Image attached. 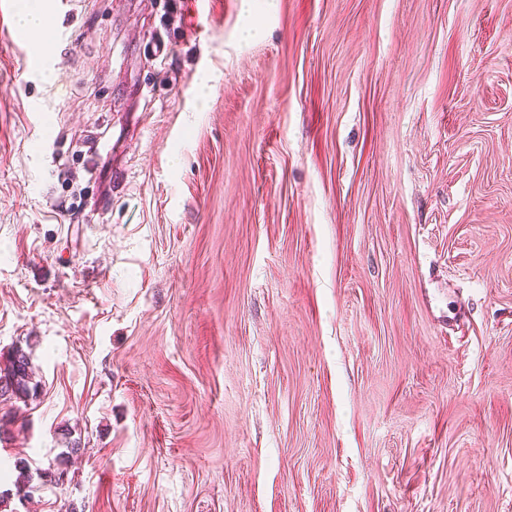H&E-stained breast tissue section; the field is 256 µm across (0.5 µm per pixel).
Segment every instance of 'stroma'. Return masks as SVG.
<instances>
[{"instance_id": "35a3bbf8", "label": "stroma", "mask_w": 512, "mask_h": 512, "mask_svg": "<svg viewBox=\"0 0 512 512\" xmlns=\"http://www.w3.org/2000/svg\"><path fill=\"white\" fill-rule=\"evenodd\" d=\"M57 2L0 20V512H512V0ZM27 2L33 3L27 5L23 11L18 13L20 21L28 30L44 32L50 25L46 7L41 5L42 1L39 0ZM32 376L30 356L22 348H14L6 361H0V401L14 399L24 403L33 398L37 394L38 385L32 382Z\"/></svg>"}]
</instances>
